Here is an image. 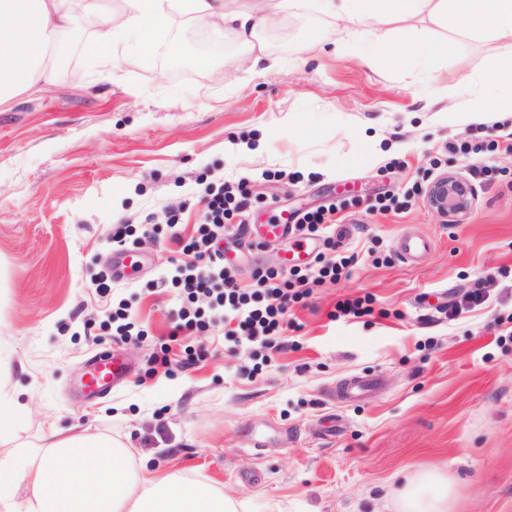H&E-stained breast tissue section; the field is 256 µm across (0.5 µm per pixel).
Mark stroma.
Listing matches in <instances>:
<instances>
[{"mask_svg":"<svg viewBox=\"0 0 512 512\" xmlns=\"http://www.w3.org/2000/svg\"><path fill=\"white\" fill-rule=\"evenodd\" d=\"M416 27L452 46L432 84L367 69L357 49L336 48L335 19L308 7L269 16L260 39L274 66L263 76L232 34L216 39L181 17L158 34L170 51L118 56L108 74L81 33L70 70L0 112V403L27 411L14 443L35 442L49 418L106 433L135 461L208 483L245 512H400V489L432 467L452 488V512H512V281L500 275L512 268V119L440 121L498 58L455 22ZM366 134L380 142L367 159ZM242 141L261 147L245 153ZM446 174L473 192L454 224L427 202ZM241 180L252 224L345 202L344 245L359 255L292 309L287 351L265 361L225 340L223 323L205 336L175 329L172 262L204 221V188ZM392 196L400 209L378 211ZM149 217L156 231L126 240L142 266L113 278L119 222ZM413 234L434 247L408 262L398 246ZM239 241L241 288L255 268H279L288 247ZM107 277L111 290L98 293ZM479 282L483 305L438 317L436 305ZM365 295L372 314L335 315L337 302ZM122 299L141 332L128 341L108 319ZM112 350L127 379L85 397L86 361ZM363 376L380 390L328 400Z\"/></svg>","mask_w":512,"mask_h":512,"instance_id":"35a3bbf8","label":"stroma"}]
</instances>
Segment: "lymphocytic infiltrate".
Listing matches in <instances>:
<instances>
[{
	"instance_id": "f902f5d3",
	"label": "lymphocytic infiltrate",
	"mask_w": 512,
	"mask_h": 512,
	"mask_svg": "<svg viewBox=\"0 0 512 512\" xmlns=\"http://www.w3.org/2000/svg\"><path fill=\"white\" fill-rule=\"evenodd\" d=\"M203 203L206 219L196 237L183 246L187 260L176 265L172 279L183 292L180 321L205 335L217 321L229 319L236 323L230 332L234 341L255 343L270 353L284 350L288 311L309 297L314 287L346 275L357 263V253L343 249L330 257L317 254L303 267L256 269L253 288L244 291L237 288L233 270L225 265L219 243L226 220L244 212L248 198L243 190L225 183L205 188Z\"/></svg>"
}]
</instances>
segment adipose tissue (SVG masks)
Listing matches in <instances>:
<instances>
[{"label":"adipose tissue","mask_w":512,"mask_h":512,"mask_svg":"<svg viewBox=\"0 0 512 512\" xmlns=\"http://www.w3.org/2000/svg\"><path fill=\"white\" fill-rule=\"evenodd\" d=\"M294 0H0V112L56 79L52 62L59 36L90 33L88 55L109 66L117 55L148 57L161 50L156 34L183 16L220 36L233 32L253 68L267 56L257 33L269 12L288 16ZM323 15L339 20L337 46L358 41L368 69L429 67L447 55L448 43L408 39L402 46L375 45L391 21L420 16L437 23L456 17L492 40L501 57L493 82L466 99L452 123L482 121L488 106L512 118V0H313ZM235 500L215 487L147 464L133 466L129 448L112 436L46 422L36 444L0 451V512H237Z\"/></svg>","instance_id":"ef3b65f1"}]
</instances>
